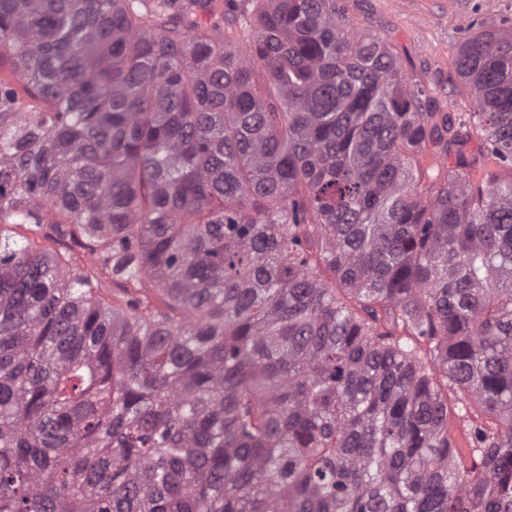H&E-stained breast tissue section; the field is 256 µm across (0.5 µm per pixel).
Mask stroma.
<instances>
[{
  "mask_svg": "<svg viewBox=\"0 0 512 512\" xmlns=\"http://www.w3.org/2000/svg\"><path fill=\"white\" fill-rule=\"evenodd\" d=\"M348 8L356 26L388 42L412 87L448 112L475 109L455 68L459 44L480 23L512 24V0H348Z\"/></svg>",
  "mask_w": 512,
  "mask_h": 512,
  "instance_id": "stroma-1",
  "label": "stroma"
}]
</instances>
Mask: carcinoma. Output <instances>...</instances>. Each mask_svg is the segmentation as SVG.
Masks as SVG:
<instances>
[{
	"label": "carcinoma",
	"instance_id": "1",
	"mask_svg": "<svg viewBox=\"0 0 512 512\" xmlns=\"http://www.w3.org/2000/svg\"><path fill=\"white\" fill-rule=\"evenodd\" d=\"M243 2L0 0V512H512V30ZM357 27L381 37L415 89L448 112H474L455 68L459 44L480 22L512 26V0H347Z\"/></svg>",
	"mask_w": 512,
	"mask_h": 512
}]
</instances>
